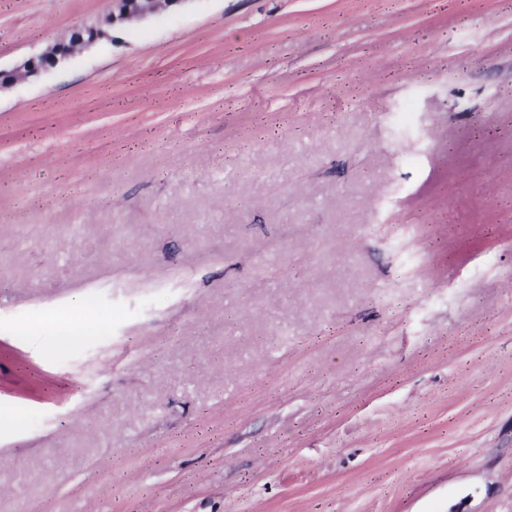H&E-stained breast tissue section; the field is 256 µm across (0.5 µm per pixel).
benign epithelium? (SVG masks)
Listing matches in <instances>:
<instances>
[{"label": "benign epithelium", "instance_id": "1", "mask_svg": "<svg viewBox=\"0 0 512 512\" xmlns=\"http://www.w3.org/2000/svg\"><path fill=\"white\" fill-rule=\"evenodd\" d=\"M185 2L187 0H112V8L103 21L74 29L69 38L54 41L11 72L0 70V88L20 77H36L69 58L77 50L112 39L109 29L116 24H124L132 19H146Z\"/></svg>", "mask_w": 512, "mask_h": 512}]
</instances>
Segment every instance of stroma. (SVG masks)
<instances>
[{
	"label": "stroma",
	"mask_w": 512,
	"mask_h": 512,
	"mask_svg": "<svg viewBox=\"0 0 512 512\" xmlns=\"http://www.w3.org/2000/svg\"><path fill=\"white\" fill-rule=\"evenodd\" d=\"M109 7L0 0V70ZM0 512H512V0H188L0 88Z\"/></svg>",
	"instance_id": "obj_1"
}]
</instances>
